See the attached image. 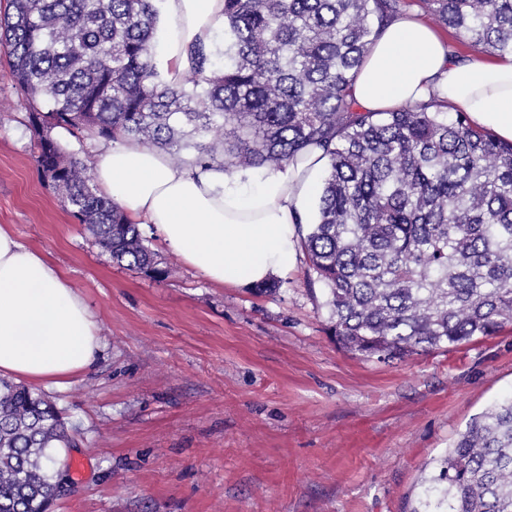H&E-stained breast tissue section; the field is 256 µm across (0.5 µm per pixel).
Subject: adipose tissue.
Here are the masks:
<instances>
[{
  "mask_svg": "<svg viewBox=\"0 0 512 512\" xmlns=\"http://www.w3.org/2000/svg\"><path fill=\"white\" fill-rule=\"evenodd\" d=\"M165 81L178 84L190 45H212L224 26V0H162ZM437 89L448 111L512 142V58L462 63L426 23H389L351 87L356 105L383 112L427 99ZM313 151L305 170L261 179L221 170L191 171L126 140L103 148L94 179L134 223L209 280L255 286L295 265L314 219L319 175ZM100 325L68 279L39 251L0 226V377L58 388L95 361Z\"/></svg>",
  "mask_w": 512,
  "mask_h": 512,
  "instance_id": "ef3b65f1",
  "label": "adipose tissue"
}]
</instances>
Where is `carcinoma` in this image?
I'll use <instances>...</instances> for the list:
<instances>
[{
  "label": "carcinoma",
  "instance_id": "1",
  "mask_svg": "<svg viewBox=\"0 0 512 512\" xmlns=\"http://www.w3.org/2000/svg\"><path fill=\"white\" fill-rule=\"evenodd\" d=\"M498 59L512 0H224V50L189 47L170 86L153 62L154 0H6L0 64L28 102L38 170L112 260L156 253L65 129L134 140L200 171L327 158L301 241L328 329L355 356L404 361L512 326V143L429 100L362 112L349 88L382 28L412 5ZM209 72L210 77L203 76ZM78 431L45 395L0 379V512H44L67 486ZM411 512H512V396L475 416Z\"/></svg>",
  "mask_w": 512,
  "mask_h": 512
}]
</instances>
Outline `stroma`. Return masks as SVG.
I'll return each mask as SVG.
<instances>
[{
  "mask_svg": "<svg viewBox=\"0 0 512 512\" xmlns=\"http://www.w3.org/2000/svg\"><path fill=\"white\" fill-rule=\"evenodd\" d=\"M27 116L0 67V225L101 326L92 366L45 390L80 433L51 512H410L468 422L512 394V327L403 362L353 357L303 256L263 297L154 234L158 273L117 265L43 182Z\"/></svg>",
  "mask_w": 512,
  "mask_h": 512,
  "instance_id": "stroma-1",
  "label": "stroma"
}]
</instances>
